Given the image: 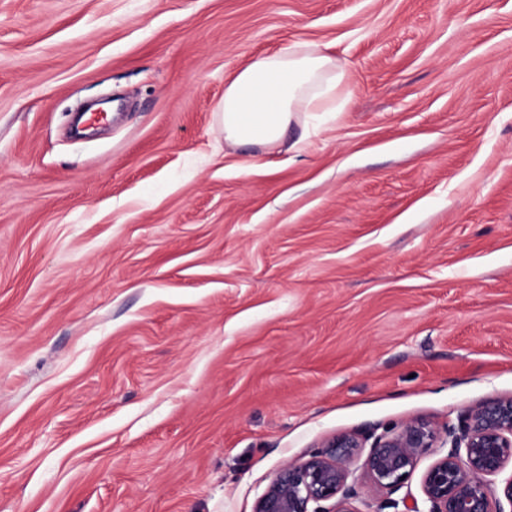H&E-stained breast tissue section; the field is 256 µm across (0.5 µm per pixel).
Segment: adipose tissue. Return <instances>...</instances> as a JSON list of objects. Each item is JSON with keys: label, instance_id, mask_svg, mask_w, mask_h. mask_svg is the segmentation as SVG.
<instances>
[{"label": "adipose tissue", "instance_id": "ef3b65f1", "mask_svg": "<svg viewBox=\"0 0 512 512\" xmlns=\"http://www.w3.org/2000/svg\"><path fill=\"white\" fill-rule=\"evenodd\" d=\"M341 81L328 56L304 45L252 60L228 83L217 107L225 142L278 143L298 113L326 111Z\"/></svg>", "mask_w": 512, "mask_h": 512}]
</instances>
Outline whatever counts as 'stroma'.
Here are the masks:
<instances>
[{"label":"stroma","instance_id":"1","mask_svg":"<svg viewBox=\"0 0 512 512\" xmlns=\"http://www.w3.org/2000/svg\"><path fill=\"white\" fill-rule=\"evenodd\" d=\"M295 43L335 112L227 145ZM510 396L512 0H0V512H253Z\"/></svg>","mask_w":512,"mask_h":512}]
</instances>
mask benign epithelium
Returning a JSON list of instances; mask_svg holds the SVG:
<instances>
[{
  "label": "benign epithelium",
  "instance_id": "7a95c632",
  "mask_svg": "<svg viewBox=\"0 0 512 512\" xmlns=\"http://www.w3.org/2000/svg\"><path fill=\"white\" fill-rule=\"evenodd\" d=\"M435 448L440 452L422 476L427 512H504V501L512 506V475L496 483L512 465V398H499L467 411L445 430L413 419L379 435L338 433L281 468L254 512H355L353 467L373 489L392 494Z\"/></svg>",
  "mask_w": 512,
  "mask_h": 512
}]
</instances>
